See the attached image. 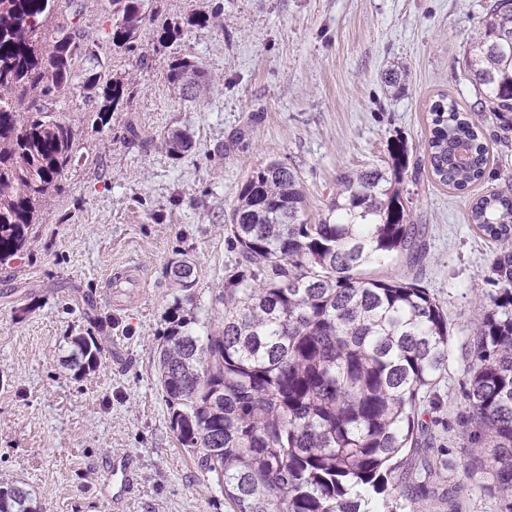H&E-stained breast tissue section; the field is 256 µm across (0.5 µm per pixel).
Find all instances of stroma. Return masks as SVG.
I'll list each match as a JSON object with an SVG mask.
<instances>
[{"label": "stroma", "mask_w": 512, "mask_h": 512, "mask_svg": "<svg viewBox=\"0 0 512 512\" xmlns=\"http://www.w3.org/2000/svg\"><path fill=\"white\" fill-rule=\"evenodd\" d=\"M492 0H147L138 54L112 50L101 0L62 5L54 23L75 19L105 54L106 79L131 91L108 125H92L94 101L74 88L58 104L76 133L74 163L34 225L27 245L0 265V482L32 493L40 512H113L112 459L128 458L136 481L123 512H232L215 480L200 472L170 428L157 381V347L172 313L198 334L220 326V296L238 260L224 229L242 183L277 160L303 182L306 213L328 212L340 175L391 169L397 147L418 176L399 185L424 255L373 265L379 279H417L452 328L450 365L421 421L424 453L444 461L434 485L399 512H500L489 489L474 488L467 361L463 344L497 287L500 251L471 219L473 204L512 190V131L488 112L466 58ZM198 10L218 15L190 27ZM184 27L172 46L157 19ZM195 61L212 84L184 100L167 79L173 55ZM147 63H140V56ZM405 66L404 87L385 83ZM456 102L483 132V178L458 191L427 159L432 104ZM142 140H128V127ZM179 131L182 156L163 146ZM187 254L197 268L191 294L170 264ZM112 324L97 367L78 379L68 367L71 336Z\"/></svg>", "instance_id": "obj_1"}]
</instances>
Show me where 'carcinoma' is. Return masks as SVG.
Wrapping results in <instances>:
<instances>
[{
    "instance_id": "cac0c4a2",
    "label": "carcinoma",
    "mask_w": 512,
    "mask_h": 512,
    "mask_svg": "<svg viewBox=\"0 0 512 512\" xmlns=\"http://www.w3.org/2000/svg\"><path fill=\"white\" fill-rule=\"evenodd\" d=\"M60 0H0V264L27 243L32 226L74 158L76 133L57 112L75 78L101 99L95 120L129 103L120 81L104 80L99 47L76 23L46 29ZM108 42L136 52L143 0H106ZM494 0L466 62L489 111L512 114V7ZM167 78L188 98L209 84L194 61L175 56ZM27 97L20 112L11 94ZM428 163L439 181L464 190L482 178L488 150L457 104L431 108ZM180 156L192 140H165ZM407 161L388 173L340 176L328 214L313 222L297 172L270 162L242 184L230 215L241 260L221 294L224 326L197 336L172 318L158 351V385L179 444L215 477L233 512H384L388 498L412 499L409 455L419 418L443 371L452 334L416 280H382L365 269L416 253L422 228L399 190ZM477 228L501 251L490 279L502 285L467 337L471 429L468 478L486 472L512 512V196L492 193L472 207ZM195 265L174 262L178 276ZM70 366L82 378L101 354L77 336ZM0 512H36L31 493L0 483Z\"/></svg>"
}]
</instances>
